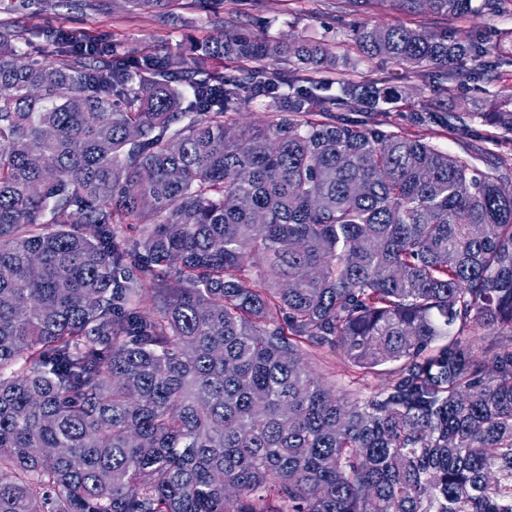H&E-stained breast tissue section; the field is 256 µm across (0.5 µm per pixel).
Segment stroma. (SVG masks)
<instances>
[{
	"label": "stroma",
	"mask_w": 512,
	"mask_h": 512,
	"mask_svg": "<svg viewBox=\"0 0 512 512\" xmlns=\"http://www.w3.org/2000/svg\"><path fill=\"white\" fill-rule=\"evenodd\" d=\"M335 0H247L239 13L241 26L258 36L278 35L286 39H308L326 44L342 56L347 54L352 26L363 23H395L399 14H379L366 8L339 15ZM13 22L31 37L40 59H50L54 48L40 36L44 29L71 30L106 39L122 55H136L146 50L159 53L189 52L191 47L218 31L217 25L207 23L205 12L185 10L176 6L156 9L152 13L131 14L115 8L111 13L85 12L68 6H59L41 12L29 10L14 14ZM497 65L500 75L489 83L483 73L490 65ZM407 95L399 111L388 113L387 121L393 130L410 134L417 128L412 121L415 110L429 100L432 93L416 78L401 81ZM512 86V63L497 62L487 55L472 65V78L460 89V99L482 104L492 99L502 88ZM313 372L336 392H348L359 399H367L384 390L389 382L385 372L364 374L357 372L335 352L324 353L320 361L311 365Z\"/></svg>",
	"instance_id": "1"
}]
</instances>
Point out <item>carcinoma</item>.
<instances>
[{
    "instance_id": "carcinoma-1",
    "label": "carcinoma",
    "mask_w": 512,
    "mask_h": 512,
    "mask_svg": "<svg viewBox=\"0 0 512 512\" xmlns=\"http://www.w3.org/2000/svg\"><path fill=\"white\" fill-rule=\"evenodd\" d=\"M505 2L336 3L407 16L351 41L433 83L413 122L462 156L336 115L402 91L234 10L132 61L62 31L34 60L0 22V512H512L509 168L454 105L491 52L462 24ZM484 118L512 131V93ZM336 350L391 384L336 393L307 362ZM272 112L268 107L267 99L258 97L253 99L245 109L241 112H235L228 114V120L230 122H236L242 125L252 123H262L271 119Z\"/></svg>"
}]
</instances>
